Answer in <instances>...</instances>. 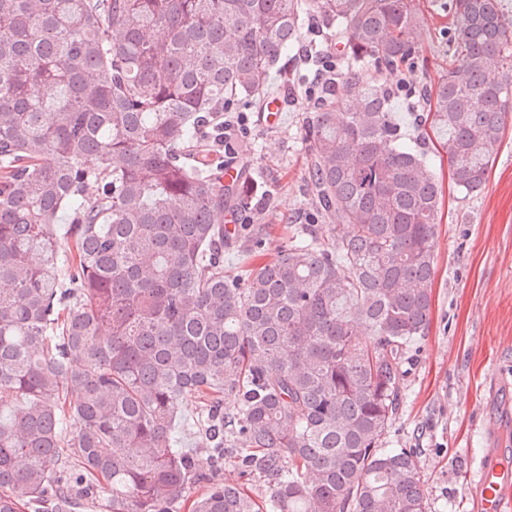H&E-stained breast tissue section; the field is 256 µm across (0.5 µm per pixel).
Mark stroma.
Wrapping results in <instances>:
<instances>
[{
	"label": "stroma",
	"instance_id": "obj_1",
	"mask_svg": "<svg viewBox=\"0 0 512 512\" xmlns=\"http://www.w3.org/2000/svg\"><path fill=\"white\" fill-rule=\"evenodd\" d=\"M425 24L414 44L424 68L414 85L434 84L448 68V16L443 0H420ZM285 70L271 73L268 97L281 98L275 123L249 113L234 146L261 204L238 214L241 224L265 227L264 259L288 243L293 225L314 209L306 190L303 129L315 107L285 95ZM390 108L408 139L427 140L430 164L442 187L431 328L403 357L401 403L385 437L389 448L416 449L429 512H478L463 489L466 464L485 447L478 428L498 430L494 447L512 448V120L485 186L466 194L452 184L446 132L418 126L428 100L404 95Z\"/></svg>",
	"mask_w": 512,
	"mask_h": 512
}]
</instances>
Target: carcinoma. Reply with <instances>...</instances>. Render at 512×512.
<instances>
[{
  "label": "carcinoma",
  "instance_id": "cac0c4a2",
  "mask_svg": "<svg viewBox=\"0 0 512 512\" xmlns=\"http://www.w3.org/2000/svg\"><path fill=\"white\" fill-rule=\"evenodd\" d=\"M444 8L448 72L417 93L470 194L512 113V19ZM423 24L419 0H0V512L103 489L108 512H427L416 451L382 443L430 326L442 191L362 77L414 67ZM305 28L336 40L304 127L336 223L231 275L224 212L255 198L225 183L224 113L263 103ZM187 396L207 473L171 432Z\"/></svg>",
  "mask_w": 512,
  "mask_h": 512
}]
</instances>
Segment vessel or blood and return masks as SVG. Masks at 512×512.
I'll use <instances>...</instances> for the list:
<instances>
[{"label":"vessel or blood","instance_id":"1","mask_svg":"<svg viewBox=\"0 0 512 512\" xmlns=\"http://www.w3.org/2000/svg\"><path fill=\"white\" fill-rule=\"evenodd\" d=\"M480 512H512V455L492 448L466 479Z\"/></svg>","mask_w":512,"mask_h":512}]
</instances>
